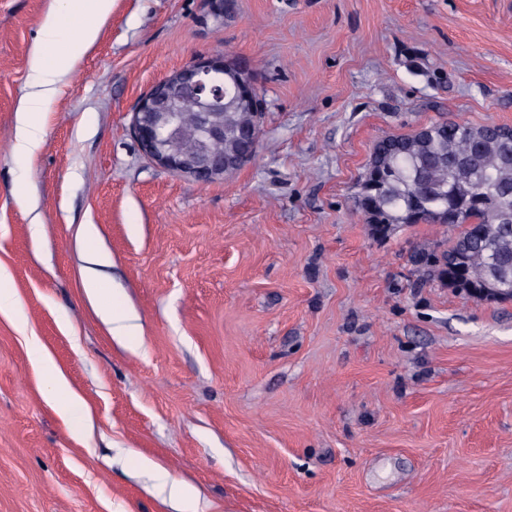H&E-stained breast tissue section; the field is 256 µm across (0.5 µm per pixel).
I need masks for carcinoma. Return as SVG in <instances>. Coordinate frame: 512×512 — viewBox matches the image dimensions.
I'll return each instance as SVG.
<instances>
[{
    "mask_svg": "<svg viewBox=\"0 0 512 512\" xmlns=\"http://www.w3.org/2000/svg\"><path fill=\"white\" fill-rule=\"evenodd\" d=\"M247 105L224 110V152L231 153L256 128ZM359 204L370 231L386 236L396 224H446L460 228L434 264L437 276L483 301L512 299V160L491 123L455 122L423 140L402 139L401 147L372 161L360 184Z\"/></svg>",
    "mask_w": 512,
    "mask_h": 512,
    "instance_id": "obj_1",
    "label": "carcinoma"
}]
</instances>
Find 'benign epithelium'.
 Masks as SVG:
<instances>
[{
	"mask_svg": "<svg viewBox=\"0 0 512 512\" xmlns=\"http://www.w3.org/2000/svg\"><path fill=\"white\" fill-rule=\"evenodd\" d=\"M236 100L261 109L260 100L238 68L216 56L193 60L156 82L140 99L133 130L143 153L162 168L212 182L253 157L246 149L224 156L225 88ZM193 102L187 112L183 100Z\"/></svg>",
	"mask_w": 512,
	"mask_h": 512,
	"instance_id": "obj_1",
	"label": "benign epithelium"
}]
</instances>
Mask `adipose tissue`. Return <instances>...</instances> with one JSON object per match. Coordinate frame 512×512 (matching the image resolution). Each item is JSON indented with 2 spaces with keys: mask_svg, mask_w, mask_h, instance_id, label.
<instances>
[{
  "mask_svg": "<svg viewBox=\"0 0 512 512\" xmlns=\"http://www.w3.org/2000/svg\"><path fill=\"white\" fill-rule=\"evenodd\" d=\"M74 14L84 16L85 22L69 38L64 51L47 55L44 45H35L31 51L30 64L33 71L43 74L44 79L34 85L21 100L17 109V123L13 150L19 156L32 158L41 141L42 130L32 116L53 90V78L65 75L73 69L77 60L88 50L98 36L101 25L110 17L114 0H72ZM83 249L86 254L84 284L89 297L98 305L103 318L112 326V335L125 343H133L140 331L132 316L118 305L104 303L106 290L99 277L98 268L105 264V256L96 247V230L86 225L83 233Z\"/></svg>",
  "mask_w": 512,
  "mask_h": 512,
  "instance_id": "1",
  "label": "adipose tissue"
}]
</instances>
